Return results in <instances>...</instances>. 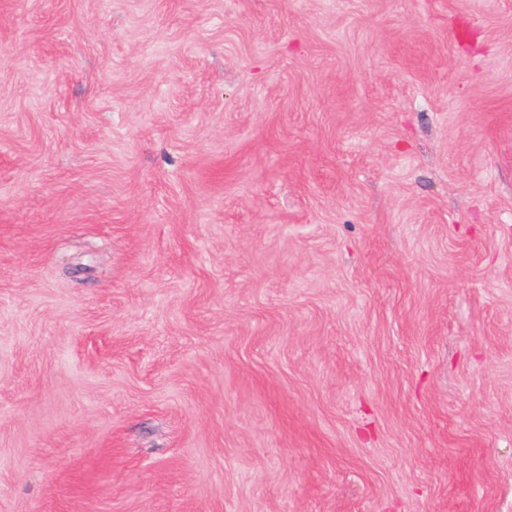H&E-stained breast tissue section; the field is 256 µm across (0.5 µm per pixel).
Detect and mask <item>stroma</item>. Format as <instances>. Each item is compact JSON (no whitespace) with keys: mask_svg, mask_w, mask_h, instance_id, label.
<instances>
[{"mask_svg":"<svg viewBox=\"0 0 512 512\" xmlns=\"http://www.w3.org/2000/svg\"><path fill=\"white\" fill-rule=\"evenodd\" d=\"M0 512H512V0H0Z\"/></svg>","mask_w":512,"mask_h":512,"instance_id":"stroma-1","label":"stroma"}]
</instances>
